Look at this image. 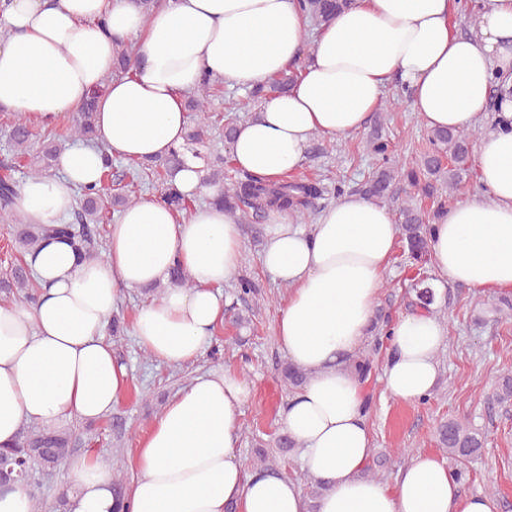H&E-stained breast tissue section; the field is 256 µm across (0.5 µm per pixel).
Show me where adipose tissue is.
I'll return each mask as SVG.
<instances>
[{
	"label": "adipose tissue",
	"mask_w": 512,
	"mask_h": 512,
	"mask_svg": "<svg viewBox=\"0 0 512 512\" xmlns=\"http://www.w3.org/2000/svg\"><path fill=\"white\" fill-rule=\"evenodd\" d=\"M474 37L458 35V0H354L305 54L307 20L295 0H164L144 16L137 0H11L0 14V107L50 120L78 109L94 89V142L59 155L58 175L26 179L18 209L28 224H55L75 192L98 185L105 157L163 158L188 128L184 96L209 74L251 89L297 61L301 79L237 126L238 168L268 183L294 173L313 135L360 131L400 79L430 129L468 131L488 115L491 85L503 96L498 120L477 143L480 193L449 206L434 226L432 263L443 281L481 291L512 289V0H479ZM134 45L130 73L112 74L119 42ZM199 159L172 181L208 201L176 219L160 200H136L109 225L104 260L79 258L69 240L43 241L32 260L34 300L0 305V446L23 425L56 429L111 412L128 382L107 326L129 291L166 289L135 312L142 350L172 367L196 361L224 322L225 281L237 274L242 229L203 184ZM264 268L288 286L278 320L289 362L309 379L289 399L283 429L299 446L307 476L325 482L319 512H499L489 495H461L453 472L420 453L395 488L362 478L372 453L364 395L343 367L370 327L398 227L383 205L347 193L303 226L269 211ZM183 267L192 285L171 284ZM387 392L414 402L438 377L443 323L428 311L401 315L388 331ZM250 395L232 370L195 376L139 441L135 477L123 498L112 472L84 456L68 460L67 512H307L298 484L245 472L236 458L239 418Z\"/></svg>",
	"instance_id": "adipose-tissue-1"
}]
</instances>
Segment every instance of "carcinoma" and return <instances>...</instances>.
<instances>
[{
  "instance_id": "carcinoma-1",
  "label": "carcinoma",
  "mask_w": 512,
  "mask_h": 512,
  "mask_svg": "<svg viewBox=\"0 0 512 512\" xmlns=\"http://www.w3.org/2000/svg\"><path fill=\"white\" fill-rule=\"evenodd\" d=\"M352 4V0H297L298 9L310 21L321 27L332 21L336 15ZM132 62V50L121 44L115 51L113 72H126ZM300 70L291 65L272 77L265 85L251 91V97L264 99L270 93L282 94L298 80ZM215 78L208 77L192 92L186 95V107L194 113L195 123L188 128L182 147L154 162L137 163L136 177L155 173L156 169L166 171L181 164L185 153L189 152L199 159H205L202 149L207 147L213 128L207 108ZM103 92L99 88L83 103L73 119L72 134L84 141L93 140L95 134L96 99ZM477 131H456L451 129H433L429 133L432 149L424 154L420 162L410 170L399 173L398 165L388 157L389 145L377 135L367 141V150L383 160L368 180L362 185V192L372 200H383L394 195L393 187L398 176H403L409 186L432 200L431 213L424 215L409 205L400 208L402 222L399 230L410 256L425 264L429 256L431 227L448 212V198L452 197L468 175L471 168L472 144ZM33 134L26 118L18 115L9 130L11 155L0 160V220L12 225L11 247L20 255V261L11 266L6 277L0 280V288H17L31 299L38 290V283L32 269L25 261L26 255L35 250L40 242L49 236H62L69 239L74 250L87 259H102L99 251L96 225L104 223L106 206L101 190L92 187L83 188L79 193L78 209L74 212V221L55 226L26 224L16 210L19 185L11 177V171L17 164L25 161L29 165L27 174L31 177L47 176L55 165L61 147L47 139L34 149L31 147ZM210 172L206 181L221 187L218 197L224 210L240 224L254 223L267 215L272 209L290 213L299 221L308 219L316 210V200L322 198L324 191L313 183L298 180H283L277 184H266L250 174L241 171L234 177L224 176V158L207 162ZM162 199L180 213L190 209L191 200L186 198L174 186L163 183ZM419 304L430 308L435 300V292L428 280L416 279L412 284ZM284 383L296 389L307 382L308 373L288 366L283 374ZM500 405L512 403V371L503 373L492 394ZM438 442L448 458V467L463 480L462 464L479 455L484 448L486 435L470 424L457 419L439 423L436 429ZM77 437L72 433L54 430H34L19 435L12 448L0 449V471L4 479L16 483L27 481L30 470L35 465L52 469L74 451Z\"/></svg>"
}]
</instances>
